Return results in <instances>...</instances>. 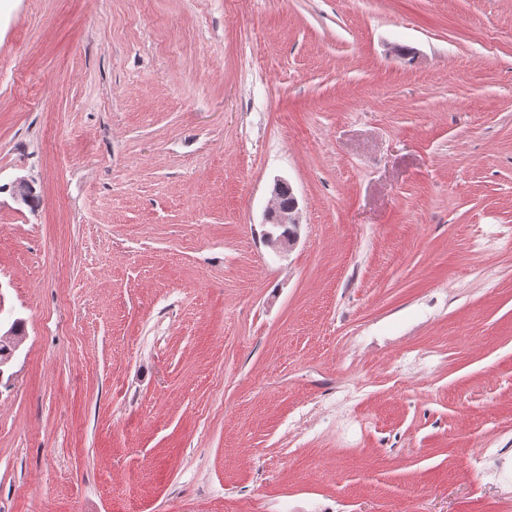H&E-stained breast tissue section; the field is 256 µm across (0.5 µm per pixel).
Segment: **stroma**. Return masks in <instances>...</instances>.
<instances>
[{"label":"stroma","instance_id":"1","mask_svg":"<svg viewBox=\"0 0 512 512\" xmlns=\"http://www.w3.org/2000/svg\"><path fill=\"white\" fill-rule=\"evenodd\" d=\"M0 316V512H512V0H7ZM280 223L288 224V227L285 225L272 224V223L271 224L275 228L282 229V231H280L279 234H276L277 237L285 236L286 233L288 232V241H285L282 239H279V240L270 239L267 241H268V245L271 246L273 249L285 252V251L290 250V248L288 249V247H290V246H288V242H289L290 234H291L292 230L294 229L293 224H300V212L298 209L297 200L295 201L293 208H291V209L287 208L280 212Z\"/></svg>","mask_w":512,"mask_h":512}]
</instances>
